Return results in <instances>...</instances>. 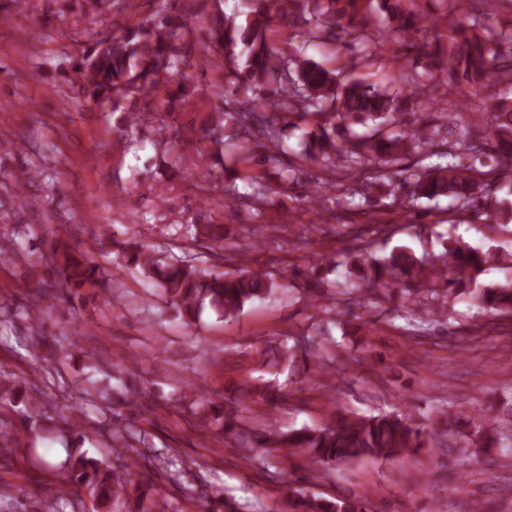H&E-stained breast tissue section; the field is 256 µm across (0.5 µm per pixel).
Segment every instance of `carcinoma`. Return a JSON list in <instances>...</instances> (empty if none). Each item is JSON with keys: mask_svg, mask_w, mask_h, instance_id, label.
Here are the masks:
<instances>
[{"mask_svg": "<svg viewBox=\"0 0 512 512\" xmlns=\"http://www.w3.org/2000/svg\"><path fill=\"white\" fill-rule=\"evenodd\" d=\"M446 12V39H441L439 21L428 25V15L415 8V0H238L230 14L214 0V13L200 18L201 27L179 14L157 9L125 24L116 33H99L92 46L78 51L73 70L79 75L80 92L101 106L117 110L126 105L128 125L134 129L149 112H166L172 96L187 98L196 87L186 75L190 53L199 46L204 53L217 51L224 82L214 95L224 108L207 115L202 126L204 138L214 144L210 159L223 161L224 127L231 123L239 143L234 169L245 192L239 197L252 201L258 210L273 208L275 190L265 184L259 165H277L288 153L286 131L297 117L308 123L301 141V154L309 161L343 179L351 178L350 195L359 196L365 213L388 208L386 199L396 196L412 205L421 200L436 202L434 208L450 224H476L488 230L512 223V207L497 198V191L483 176L497 168L512 166V94L500 88L512 86V23L497 21L501 3L512 0H440ZM279 22L280 38H270L272 24ZM434 41L423 63L410 55ZM343 41L353 51L342 56L339 68L304 56L308 41ZM392 43L404 47L402 56L391 55L397 80L413 88L403 93L367 85L354 78L358 68L389 51ZM440 70L456 82H465L483 106L463 113L455 108L446 116V137L437 141L439 129L421 128L407 119L414 96L439 89L434 71ZM181 134L174 122L156 128L155 146L168 153ZM416 160L403 165V157ZM437 157L440 162L428 164ZM448 200L441 209L437 201ZM191 239L206 249L224 250V225L213 221L191 224ZM117 261L136 271L153 285L188 326L206 308L232 321L256 300L279 291L301 295L319 314H330L337 302L363 307L365 293L374 289L396 292L403 300L405 314L420 325L409 334H426L434 324L427 318L436 302L441 306L463 301L482 316L512 317V278L479 286L476 276L491 263L512 268V252L483 251L459 238L448 241L445 253L418 257L405 246L383 258L366 257L353 248L346 258L348 277L358 287L337 291L326 278L335 267V257L324 265L293 267L290 275L255 268L254 260L230 270L217 271L204 259L190 260L160 252L137 241L121 244ZM48 265L62 279L69 298L83 299L101 286L102 270L86 253L67 242L48 243ZM58 294L55 285L37 289L29 296L28 313L41 312L42 302ZM322 355L309 346L288 347L271 341L260 352L261 366L292 373L315 363ZM23 396L30 409L41 406L44 392L37 384L24 390L14 378L0 379V401ZM286 392L276 380L236 386L226 395L207 396L201 418L212 419L215 434L224 443L252 460L260 449L288 448L304 453L311 474L328 468L346 469L366 459L393 461L406 453L430 447L429 432L399 412L358 414L337 410L327 424L283 431L277 427L252 428L244 415L247 401L270 405L284 401ZM509 418L489 405L463 423L453 412L444 415V431L453 432L459 453L474 448L504 445L505 423ZM115 452L141 443V433L128 426L112 431ZM17 440L0 427V466L10 462ZM150 458L127 459L117 468L103 470L83 453L69 457L63 476L50 497L37 503L36 512H61L60 503L80 505L85 491L100 507L114 512H168L164 489L145 477ZM267 480L285 494L282 512H366L361 498L317 497L302 487V481L287 479L277 468L266 472ZM202 512H242L232 495L209 499Z\"/></svg>", "mask_w": 512, "mask_h": 512, "instance_id": "1", "label": "carcinoma"}]
</instances>
